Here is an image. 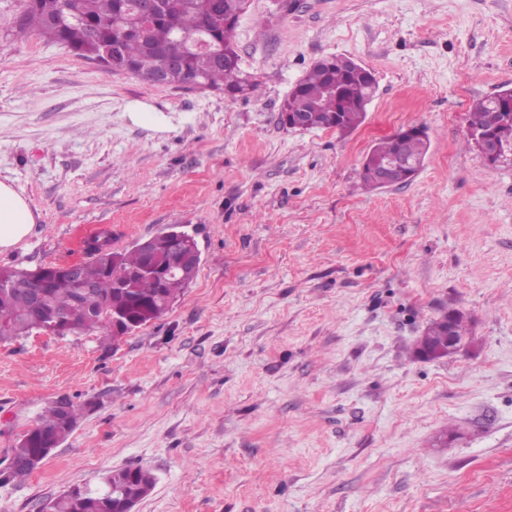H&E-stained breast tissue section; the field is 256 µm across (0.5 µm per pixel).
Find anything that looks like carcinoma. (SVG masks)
<instances>
[{
    "label": "carcinoma",
    "mask_w": 512,
    "mask_h": 512,
    "mask_svg": "<svg viewBox=\"0 0 512 512\" xmlns=\"http://www.w3.org/2000/svg\"><path fill=\"white\" fill-rule=\"evenodd\" d=\"M248 8V0H160L153 20L144 21L140 0H38L25 11V28L36 29L53 41L77 53L96 41L122 40L125 54L133 61L131 74L138 76L162 67L169 56L183 58L179 68L166 71V84L174 87L201 85L207 88L253 91V76L242 70L235 43L236 27L231 18ZM201 32L224 47V65L214 63L208 50L191 51L189 40ZM376 81L372 72L357 68L346 56L318 60L296 84L281 109L306 113L308 128L335 129L348 133L365 118V102L372 99ZM500 100L491 96L478 100L469 112L468 129L487 131L500 145L512 148V117L498 115ZM428 150V135L404 129L377 143L366 154L360 178L365 188L381 185L371 174L370 163L402 155L421 161ZM171 239L161 233L152 238L158 262L167 261ZM23 270L0 266V342L26 336L35 330L47 332L57 313L73 317L72 333L101 331L117 339L112 316L126 319L130 334L167 313L193 280L195 274L172 275L163 284L143 270L142 254L136 247L112 256L91 258L81 268L78 280L61 277L48 290L41 314H35L17 297L5 302L13 280ZM448 315L430 321L415 347L440 344ZM83 408L70 402L53 403L27 430L12 449V458L26 459L43 438L64 441L75 429ZM156 482L155 475L142 467H123L107 473L105 488L115 489L104 496L82 486H73L49 503V512H112V499L134 504L142 500Z\"/></svg>",
    "instance_id": "1"
}]
</instances>
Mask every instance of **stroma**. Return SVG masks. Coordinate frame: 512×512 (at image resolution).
<instances>
[{
  "instance_id": "stroma-1",
  "label": "stroma",
  "mask_w": 512,
  "mask_h": 512,
  "mask_svg": "<svg viewBox=\"0 0 512 512\" xmlns=\"http://www.w3.org/2000/svg\"><path fill=\"white\" fill-rule=\"evenodd\" d=\"M0 0V181L30 235L0 265L79 255L172 227L196 278L112 340L0 343V468L49 404L84 412L0 512H46L74 485L144 467L137 512H512V162L469 145L474 101L512 89V0H250L236 43L249 99L152 86L9 28ZM369 68L351 133L295 131L285 96L320 58ZM418 125L404 184L369 191L371 146ZM460 314L464 351L414 352ZM448 319V313L444 314L442 317L438 319H434L430 321L423 333V336H420V338L417 341V345L415 347L414 352L420 357L425 359H431L434 358L432 354H430L427 351L420 352L422 346L426 344H432V345H439L441 340L440 336H443L444 330L442 327L445 325V319ZM420 352V353H419Z\"/></svg>"
}]
</instances>
